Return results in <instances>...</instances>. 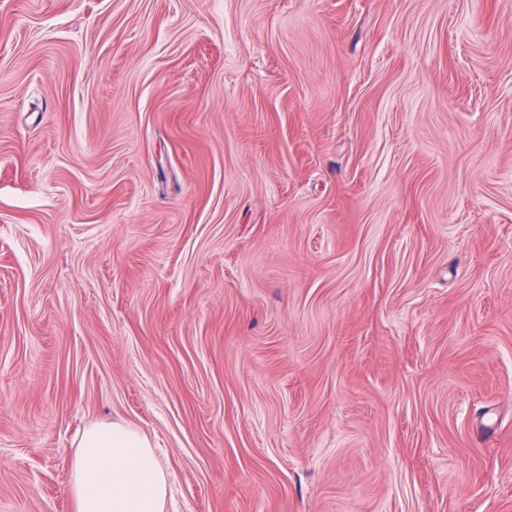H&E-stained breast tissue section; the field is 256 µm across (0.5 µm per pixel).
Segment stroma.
Here are the masks:
<instances>
[{
  "instance_id": "stroma-1",
  "label": "stroma",
  "mask_w": 512,
  "mask_h": 512,
  "mask_svg": "<svg viewBox=\"0 0 512 512\" xmlns=\"http://www.w3.org/2000/svg\"><path fill=\"white\" fill-rule=\"evenodd\" d=\"M112 421L165 512H512V0H0V512Z\"/></svg>"
}]
</instances>
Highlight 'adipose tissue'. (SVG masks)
Wrapping results in <instances>:
<instances>
[{"label": "adipose tissue", "instance_id": "ef3b65f1", "mask_svg": "<svg viewBox=\"0 0 512 512\" xmlns=\"http://www.w3.org/2000/svg\"><path fill=\"white\" fill-rule=\"evenodd\" d=\"M71 469L76 512H165L171 475L147 435L123 423L85 429Z\"/></svg>", "mask_w": 512, "mask_h": 512}]
</instances>
